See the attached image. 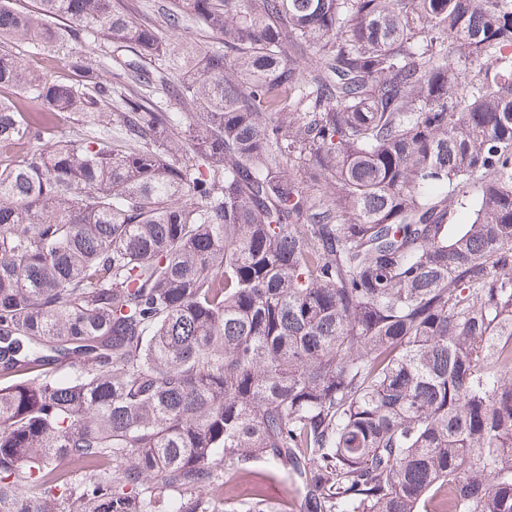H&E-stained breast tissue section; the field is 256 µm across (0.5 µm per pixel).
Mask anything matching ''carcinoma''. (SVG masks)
<instances>
[{
    "mask_svg": "<svg viewBox=\"0 0 512 512\" xmlns=\"http://www.w3.org/2000/svg\"><path fill=\"white\" fill-rule=\"evenodd\" d=\"M188 16L0 0V512H512V0ZM90 42H91V47L92 50H90L91 52V57L93 60H96L95 63H99L101 65V74H103V77L104 79L108 80V81H111L112 82V86L114 87H118V90H121L122 88V91H124L123 89H131V88H138L139 89V86H137L134 82V79L132 78V76L128 73H125L123 70L121 69H117L113 66L112 64V67L110 66L111 65V61H110V55H111V51H112V57H113V54L115 56L119 55V57H121V55H130L129 52L123 50V49H128V48H125V47H120L122 44H120L119 42H117L116 40H112V42H103V40H100L99 38L97 39L96 38V41H93V38L90 39ZM114 51V52H113ZM120 87V89H119ZM52 52L34 53L26 46H16L14 51L32 67L50 70L51 74L62 80L76 81L80 77L70 68L66 50L54 49ZM273 475L275 476L274 482L271 484L270 490V506L272 510L280 512L283 505L288 506V512H300L301 497L294 484L287 480L282 474L275 470Z\"/></svg>",
    "mask_w": 512,
    "mask_h": 512,
    "instance_id": "carcinoma-1",
    "label": "carcinoma"
}]
</instances>
